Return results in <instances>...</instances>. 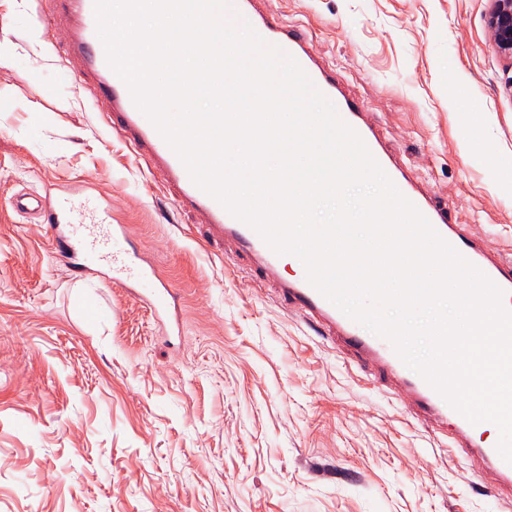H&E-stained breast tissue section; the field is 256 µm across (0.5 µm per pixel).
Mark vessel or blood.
Wrapping results in <instances>:
<instances>
[{"mask_svg": "<svg viewBox=\"0 0 512 512\" xmlns=\"http://www.w3.org/2000/svg\"><path fill=\"white\" fill-rule=\"evenodd\" d=\"M47 22L66 29L69 41L63 51L67 67L83 82L107 124L129 144L135 166L158 173L163 187L173 196L178 210L196 214L207 230L208 242L230 245L239 255L248 256L263 278L276 279L278 290L298 305L303 314L323 327L334 343L356 361L376 366L383 378H397L411 398L413 408L424 419L452 426L455 451L483 459L496 477L491 491L512 502V440L488 443L484 436L491 424L471 423L453 408L422 376H405L403 361L386 337L366 331L324 297L307 279H277L284 255L278 254L249 224L230 213L216 198L192 179L179 155L153 122L138 108L127 84L108 63L106 50L97 33L95 0H51ZM226 20H245L265 42L283 49L309 76L314 86L335 106L341 120L363 141L368 151L399 193L430 223L437 234L468 263L477 268L503 293L502 303L512 310V261L488 254L479 242L449 223L443 209L433 205L405 175L365 113L344 90L335 69L313 56L304 30L284 23L266 7V0H232ZM18 212L42 215L59 259L78 272L102 271L106 283L129 289L153 309L164 308L169 288H157L152 267L126 250L123 225L113 223L110 207L100 202L87 187L71 182L46 186L43 193H19L10 200Z\"/></svg>", "mask_w": 512, "mask_h": 512, "instance_id": "obj_1", "label": "vessel or blood"}]
</instances>
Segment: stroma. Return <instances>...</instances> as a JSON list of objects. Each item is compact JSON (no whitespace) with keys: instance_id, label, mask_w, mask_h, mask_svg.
<instances>
[{"instance_id":"35a3bbf8","label":"stroma","mask_w":512,"mask_h":512,"mask_svg":"<svg viewBox=\"0 0 512 512\" xmlns=\"http://www.w3.org/2000/svg\"><path fill=\"white\" fill-rule=\"evenodd\" d=\"M489 0H268L413 181L512 260V62ZM35 0H0V512H512L476 456L178 211L64 64ZM79 181L173 294L159 316L73 277L41 216L8 204ZM98 311L88 321L84 310Z\"/></svg>"}]
</instances>
